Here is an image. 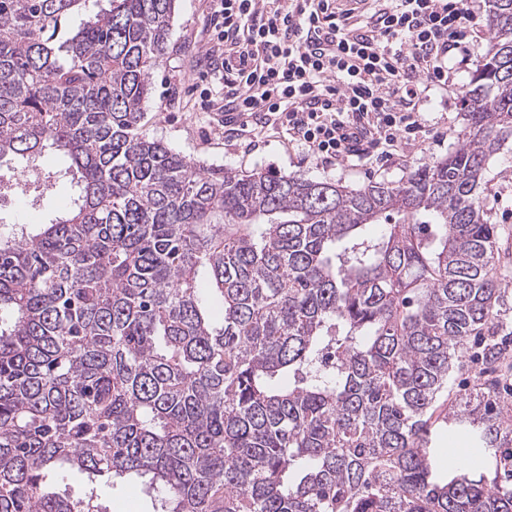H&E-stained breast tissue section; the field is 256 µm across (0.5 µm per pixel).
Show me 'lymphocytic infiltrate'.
<instances>
[{
    "instance_id": "1",
    "label": "lymphocytic infiltrate",
    "mask_w": 512,
    "mask_h": 512,
    "mask_svg": "<svg viewBox=\"0 0 512 512\" xmlns=\"http://www.w3.org/2000/svg\"><path fill=\"white\" fill-rule=\"evenodd\" d=\"M334 0H212L205 57L224 74L226 125L283 114L322 162L371 156L423 132L422 82L447 85L474 16L461 0H383L365 24Z\"/></svg>"
}]
</instances>
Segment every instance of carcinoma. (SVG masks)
Listing matches in <instances>:
<instances>
[{"mask_svg":"<svg viewBox=\"0 0 512 512\" xmlns=\"http://www.w3.org/2000/svg\"><path fill=\"white\" fill-rule=\"evenodd\" d=\"M82 2L0 0V178L36 206L69 189L0 230V512H104L132 476L161 512H512L509 408L493 381L453 393L512 355L478 194L512 138V0H491L459 146L359 189L149 137L176 0H110L59 39ZM448 427L479 457L444 476ZM440 449V453L437 457V463L441 471L447 472L448 471V456H454L452 452V448H469V453H472L471 448L474 447V445L464 436H461L457 433L448 431L444 435L443 438H441L437 445L435 446ZM448 448H451V453L448 455Z\"/></svg>","mask_w":512,"mask_h":512,"instance_id":"cac0c4a2","label":"carcinoma"}]
</instances>
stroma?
Segmentation results:
<instances>
[{
    "instance_id": "stroma-1",
    "label": "stroma",
    "mask_w": 512,
    "mask_h": 512,
    "mask_svg": "<svg viewBox=\"0 0 512 512\" xmlns=\"http://www.w3.org/2000/svg\"><path fill=\"white\" fill-rule=\"evenodd\" d=\"M464 3L478 24L468 42L448 54L453 79L443 87L428 86L418 106L425 132L416 140L399 143L389 156L330 166L293 140L281 125L260 126L249 133L228 132L223 113L206 108L199 91L191 87L192 71L209 41L210 0H178L167 53L152 74L145 130L191 161L222 165L243 174L270 169L351 188L372 181H399L414 167L446 157L461 137L463 90L492 46L488 0ZM479 192L501 236L512 238V139L490 160Z\"/></svg>"
}]
</instances>
